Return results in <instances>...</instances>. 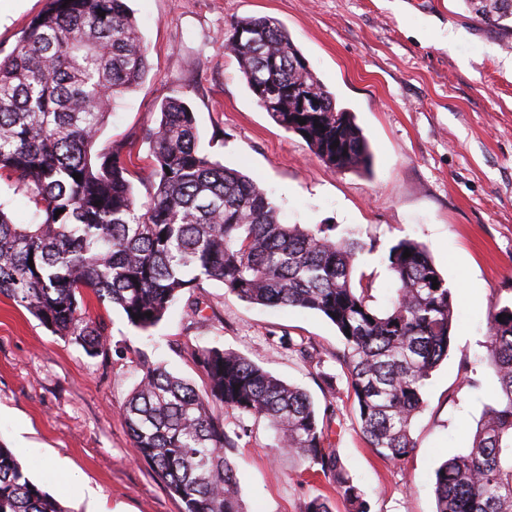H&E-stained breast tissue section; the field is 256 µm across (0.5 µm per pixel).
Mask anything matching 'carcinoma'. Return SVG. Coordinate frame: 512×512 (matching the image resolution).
<instances>
[{
    "instance_id": "cac0c4a2",
    "label": "carcinoma",
    "mask_w": 512,
    "mask_h": 512,
    "mask_svg": "<svg viewBox=\"0 0 512 512\" xmlns=\"http://www.w3.org/2000/svg\"><path fill=\"white\" fill-rule=\"evenodd\" d=\"M464 2L488 25L512 33V0ZM224 46L258 106L318 159L336 170L370 166L353 113L336 108L279 23L238 19ZM148 70L125 0H47L0 59V176L26 188L35 205L31 223L15 224L0 202V295L91 356L107 338L87 313L88 290L144 333L181 296L198 314L193 297L207 281L250 304L320 314L344 341L337 359L363 437L384 459L403 461L415 448L411 425L427 381L448 355L454 302L447 281L421 244L401 239L387 253L394 296L388 308H375L371 289L354 282V261L366 243L338 238L324 224L282 223L258 182L199 153L194 112L178 99L160 106L149 163L157 181L147 204L137 206L131 150H98L96 143L112 101L134 90ZM308 93L318 106L305 112L299 100ZM486 348L496 405L484 411L467 451L436 469V512H512V301L495 305ZM192 356L204 389L143 361L124 407L136 455L181 500L183 512H244L237 466L226 454L241 434L226 430L218 409L267 421L279 448L318 466L352 512H369L304 390L233 351L203 347ZM0 512H65L2 446Z\"/></svg>"
}]
</instances>
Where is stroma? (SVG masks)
Instances as JSON below:
<instances>
[{
	"mask_svg": "<svg viewBox=\"0 0 512 512\" xmlns=\"http://www.w3.org/2000/svg\"><path fill=\"white\" fill-rule=\"evenodd\" d=\"M148 50L149 71L115 99L100 146L127 142L151 154L145 131L162 102L193 111L202 154L263 186L288 224L361 231L371 252L355 266L386 308L394 293L391 245L426 246L454 299L448 356L433 371L412 422L416 443L394 464L370 448L336 355L344 344L325 317L253 306L209 281L201 309L176 303L150 334L86 295L107 346L89 356L0 295V443L65 512H182L183 504L131 448L123 405L142 373L163 362L202 386L192 352L235 351L304 389L323 417L340 464L370 512H435L434 472L465 452L497 378L485 342L496 303L512 299V48L507 35L463 0H127ZM45 0H0V57L15 48ZM277 20L310 68L355 115L370 171H337L258 107L238 60L224 48L231 23ZM308 346L312 357L300 356ZM245 424L231 449L246 512H306L316 496L348 512L335 483L277 448L265 422Z\"/></svg>",
	"mask_w": 512,
	"mask_h": 512,
	"instance_id": "1",
	"label": "stroma"
}]
</instances>
